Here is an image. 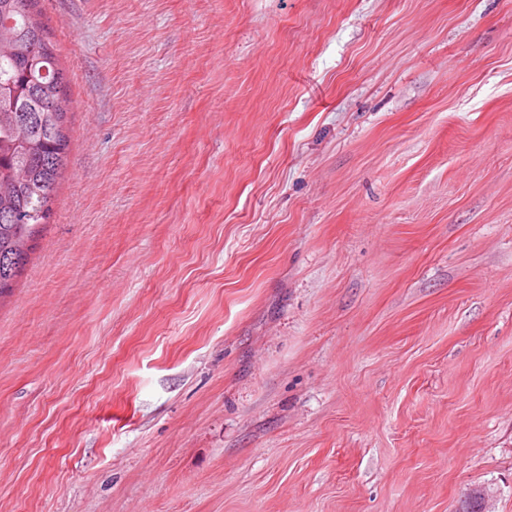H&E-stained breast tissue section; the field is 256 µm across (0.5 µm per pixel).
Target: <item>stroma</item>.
Here are the masks:
<instances>
[{"mask_svg": "<svg viewBox=\"0 0 512 512\" xmlns=\"http://www.w3.org/2000/svg\"><path fill=\"white\" fill-rule=\"evenodd\" d=\"M41 9L0 512H512V0Z\"/></svg>", "mask_w": 512, "mask_h": 512, "instance_id": "obj_1", "label": "stroma"}]
</instances>
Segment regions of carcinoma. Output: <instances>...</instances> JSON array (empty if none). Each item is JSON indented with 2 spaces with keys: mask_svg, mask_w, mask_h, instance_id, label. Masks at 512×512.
Instances as JSON below:
<instances>
[{
  "mask_svg": "<svg viewBox=\"0 0 512 512\" xmlns=\"http://www.w3.org/2000/svg\"><path fill=\"white\" fill-rule=\"evenodd\" d=\"M40 0H0V296L52 215L69 153L70 101Z\"/></svg>",
  "mask_w": 512,
  "mask_h": 512,
  "instance_id": "obj_1",
  "label": "carcinoma"
}]
</instances>
